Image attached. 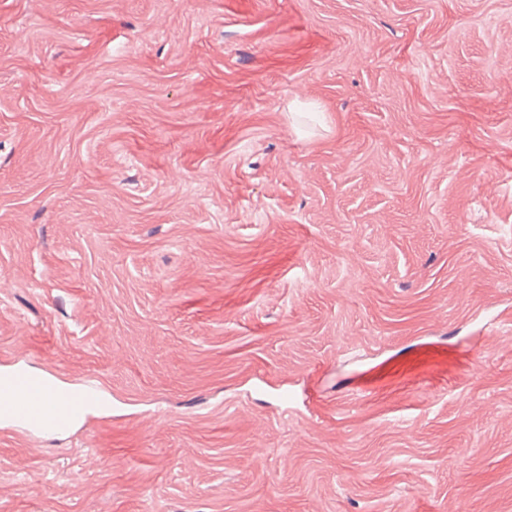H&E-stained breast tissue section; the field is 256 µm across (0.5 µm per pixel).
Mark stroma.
Returning a JSON list of instances; mask_svg holds the SVG:
<instances>
[{"label": "stroma", "instance_id": "35a3bbf8", "mask_svg": "<svg viewBox=\"0 0 512 512\" xmlns=\"http://www.w3.org/2000/svg\"><path fill=\"white\" fill-rule=\"evenodd\" d=\"M17 365L0 512H512V0H0ZM6 374L10 377L11 389L5 401L0 397L1 421L20 425L31 432L45 426L66 431L80 421L88 408L69 383L33 375L21 366ZM3 403L7 407L4 414Z\"/></svg>", "mask_w": 512, "mask_h": 512}]
</instances>
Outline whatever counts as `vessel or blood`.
<instances>
[{"label":"vessel or blood","mask_w":512,"mask_h":512,"mask_svg":"<svg viewBox=\"0 0 512 512\" xmlns=\"http://www.w3.org/2000/svg\"><path fill=\"white\" fill-rule=\"evenodd\" d=\"M11 389L0 420L37 432L50 426L60 431L72 428L84 416L87 405L73 385L28 372L17 366L9 370Z\"/></svg>","instance_id":"b4317fda"}]
</instances>
